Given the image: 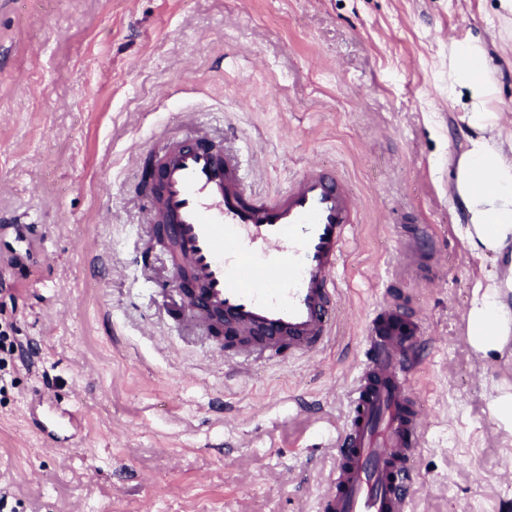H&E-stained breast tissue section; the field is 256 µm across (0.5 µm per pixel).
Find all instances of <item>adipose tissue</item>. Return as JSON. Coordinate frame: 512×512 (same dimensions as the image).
Masks as SVG:
<instances>
[{
	"mask_svg": "<svg viewBox=\"0 0 512 512\" xmlns=\"http://www.w3.org/2000/svg\"><path fill=\"white\" fill-rule=\"evenodd\" d=\"M456 190L465 203L469 221L460 225L461 237L474 256L501 252L512 242V160L488 141L470 140L458 163ZM497 292L475 299L468 313L472 344L481 350L496 347L505 327Z\"/></svg>",
	"mask_w": 512,
	"mask_h": 512,
	"instance_id": "obj_1",
	"label": "adipose tissue"
}]
</instances>
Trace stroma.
Masks as SVG:
<instances>
[{
  "mask_svg": "<svg viewBox=\"0 0 512 512\" xmlns=\"http://www.w3.org/2000/svg\"><path fill=\"white\" fill-rule=\"evenodd\" d=\"M501 2L0 0V328L40 347L0 372V512H319L360 339L392 292L424 351L408 512H512V347L467 338L477 285L512 268L460 238L476 131L452 60L479 52L485 135L512 159ZM184 112L249 155L259 191L321 165L359 197L321 357L230 379L163 250L138 264L140 172L165 135H193Z\"/></svg>",
  "mask_w": 512,
  "mask_h": 512,
  "instance_id": "obj_1",
  "label": "stroma"
}]
</instances>
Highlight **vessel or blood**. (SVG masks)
Returning a JSON list of instances; mask_svg holds the SVG:
<instances>
[{
	"instance_id": "1",
	"label": "vessel or blood",
	"mask_w": 512,
	"mask_h": 512,
	"mask_svg": "<svg viewBox=\"0 0 512 512\" xmlns=\"http://www.w3.org/2000/svg\"><path fill=\"white\" fill-rule=\"evenodd\" d=\"M142 192L179 284L197 290V321L223 315L225 357L327 351L338 267L359 221L357 200L333 171L309 167L284 192L264 195L247 184L236 154L192 136L156 157ZM403 311L387 303L362 338L321 512L408 510L421 445L414 378L423 360L414 331L389 325Z\"/></svg>"
}]
</instances>
